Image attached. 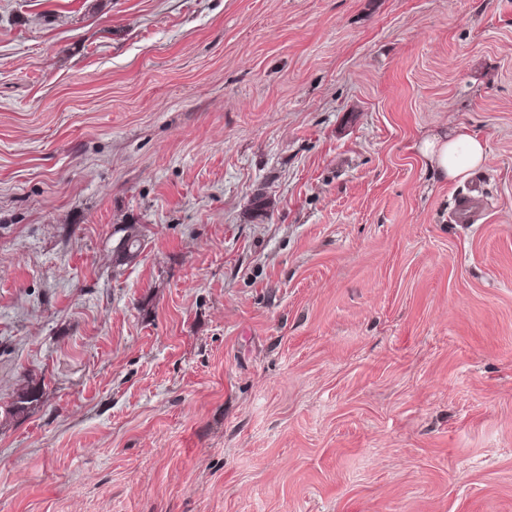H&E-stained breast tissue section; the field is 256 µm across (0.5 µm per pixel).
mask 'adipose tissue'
Returning <instances> with one entry per match:
<instances>
[{
	"label": "adipose tissue",
	"mask_w": 512,
	"mask_h": 512,
	"mask_svg": "<svg viewBox=\"0 0 512 512\" xmlns=\"http://www.w3.org/2000/svg\"><path fill=\"white\" fill-rule=\"evenodd\" d=\"M419 151L437 177L451 181L466 179L488 161L486 140L463 124L450 126L444 133L424 138Z\"/></svg>",
	"instance_id": "obj_1"
}]
</instances>
